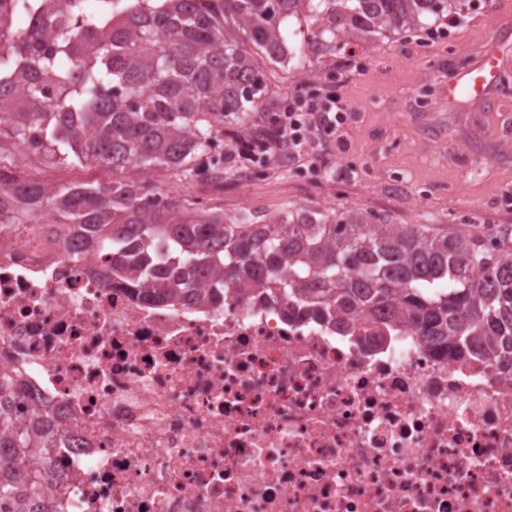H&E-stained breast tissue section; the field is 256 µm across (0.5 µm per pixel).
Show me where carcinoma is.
<instances>
[{"instance_id":"obj_1","label":"carcinoma","mask_w":512,"mask_h":512,"mask_svg":"<svg viewBox=\"0 0 512 512\" xmlns=\"http://www.w3.org/2000/svg\"><path fill=\"white\" fill-rule=\"evenodd\" d=\"M455 0H0V227L42 221L77 232L76 247L112 252L110 274H138L147 295L184 301L212 280L249 287L262 302L295 299L314 316L362 309L392 330L413 326L430 347L477 358L512 376V239L477 243L413 224H371L300 209L262 224L162 191L157 171L222 184L234 161L215 153L224 123L256 155L274 131L269 80L255 56L288 59L284 19H303L311 60L341 43L414 31ZM32 19L24 37L16 14ZM36 163L102 166L106 182L41 183L3 170L31 141ZM134 169L137 178L126 176ZM0 395V512L50 502L42 471L54 443L41 420L22 421Z\"/></svg>"}]
</instances>
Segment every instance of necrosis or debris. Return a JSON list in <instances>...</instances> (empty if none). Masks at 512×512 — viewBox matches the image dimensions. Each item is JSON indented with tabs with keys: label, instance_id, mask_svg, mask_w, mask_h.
I'll return each mask as SVG.
<instances>
[{
	"label": "necrosis or debris",
	"instance_id": "4bbe7bcc",
	"mask_svg": "<svg viewBox=\"0 0 512 512\" xmlns=\"http://www.w3.org/2000/svg\"><path fill=\"white\" fill-rule=\"evenodd\" d=\"M0 247V372L47 415L57 512H512V380L411 326L105 280L48 224Z\"/></svg>",
	"mask_w": 512,
	"mask_h": 512
}]
</instances>
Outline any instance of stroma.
I'll use <instances>...</instances> for the list:
<instances>
[{
    "label": "stroma",
    "mask_w": 512,
    "mask_h": 512,
    "mask_svg": "<svg viewBox=\"0 0 512 512\" xmlns=\"http://www.w3.org/2000/svg\"><path fill=\"white\" fill-rule=\"evenodd\" d=\"M469 21L451 35L426 39L444 22L429 14L414 32L374 35L317 63L289 62L269 72L271 111L287 107L292 90L338 94L348 104L340 131L313 135L309 152L279 158L263 176L231 173L223 184L155 174L162 189L231 213L258 215L307 208L364 216L373 224H422L477 240L512 235V139L481 124L485 103L440 105L434 64L451 73L473 66L512 21V0H461Z\"/></svg>",
    "instance_id": "obj_1"
}]
</instances>
